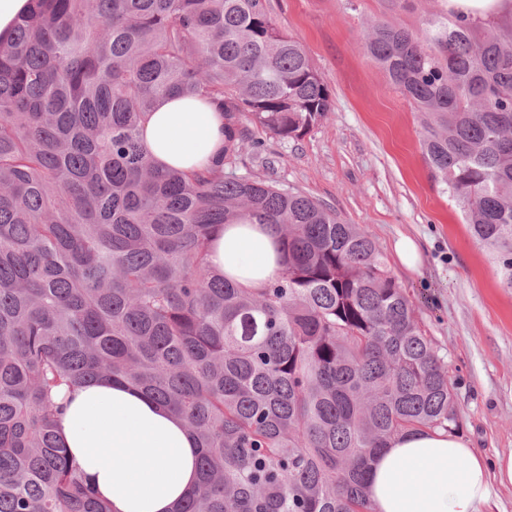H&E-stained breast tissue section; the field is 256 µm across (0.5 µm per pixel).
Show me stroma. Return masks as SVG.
I'll list each match as a JSON object with an SVG mask.
<instances>
[{"label": "stroma", "instance_id": "35a3bbf8", "mask_svg": "<svg viewBox=\"0 0 512 512\" xmlns=\"http://www.w3.org/2000/svg\"><path fill=\"white\" fill-rule=\"evenodd\" d=\"M284 32L299 40L331 91L334 110L301 139L263 137L243 148L248 169L287 184L359 225L413 302L423 330L443 349L460 418L458 434L488 463L512 453V288L473 238L457 203L432 177L419 115L362 45L373 23L423 34L448 15L446 0H267ZM419 242L423 263L401 265L395 243Z\"/></svg>", "mask_w": 512, "mask_h": 512}]
</instances>
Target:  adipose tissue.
I'll list each match as a JSON object with an SVG mask.
<instances>
[{"label":"adipose tissue","mask_w":512,"mask_h":512,"mask_svg":"<svg viewBox=\"0 0 512 512\" xmlns=\"http://www.w3.org/2000/svg\"><path fill=\"white\" fill-rule=\"evenodd\" d=\"M141 143L152 163L191 173L224 146V115L207 99L165 98L146 118ZM288 252L268 224H228L210 262L245 288L280 274ZM58 436L113 512H171L197 480V442L184 419L139 390L101 378L62 390ZM512 486V454L489 468L467 441L441 432L394 439L370 462L376 512H481L490 480Z\"/></svg>","instance_id":"1"}]
</instances>
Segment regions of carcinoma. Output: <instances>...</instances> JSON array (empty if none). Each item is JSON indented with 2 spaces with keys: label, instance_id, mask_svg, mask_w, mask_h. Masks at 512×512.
<instances>
[{
  "label": "carcinoma",
  "instance_id": "obj_1",
  "mask_svg": "<svg viewBox=\"0 0 512 512\" xmlns=\"http://www.w3.org/2000/svg\"><path fill=\"white\" fill-rule=\"evenodd\" d=\"M0 40V512H112L58 439L56 391L95 378L181 414L199 480L173 512H375L368 463L452 434L441 348L371 237L239 172L243 123L297 140L330 90L266 0H29ZM366 52L422 114L431 172L512 288V27L456 15ZM167 96L224 112V151L161 172L141 119ZM270 224L268 285L213 271L211 237Z\"/></svg>",
  "mask_w": 512,
  "mask_h": 512
}]
</instances>
